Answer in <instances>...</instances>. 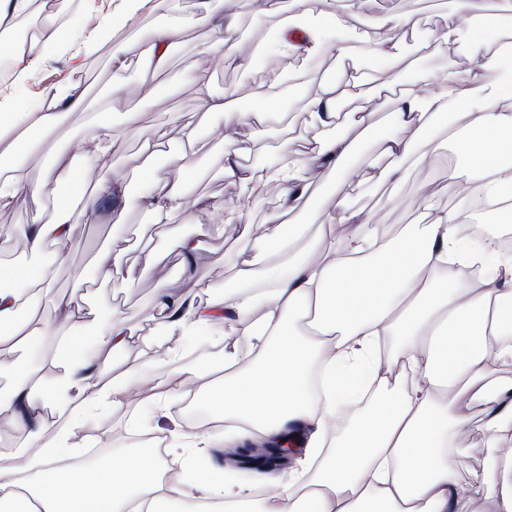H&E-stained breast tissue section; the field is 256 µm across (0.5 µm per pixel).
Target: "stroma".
Here are the masks:
<instances>
[{
	"label": "stroma",
	"mask_w": 512,
	"mask_h": 512,
	"mask_svg": "<svg viewBox=\"0 0 512 512\" xmlns=\"http://www.w3.org/2000/svg\"><path fill=\"white\" fill-rule=\"evenodd\" d=\"M411 12L418 21L422 35L447 21L449 13L457 8V0H365L355 25L360 33L351 43L350 61L362 63L370 46V36L378 40L399 42V60L382 71H368L369 87L380 88L387 81L418 82L423 92L433 88V77L447 70L465 72L481 56L483 48L464 41L448 52L421 56L414 51L413 40H400L399 31L388 21L395 7ZM265 0H224L225 14L237 21V37L242 55L255 53L257 45L266 43L272 24L265 12ZM176 14L187 20V25L171 52L168 67L156 74L154 92L140 87V60L149 49L150 32L162 25L167 16ZM200 0H165L159 7H140L130 12L128 0H78L75 10L66 19L72 31L73 50L46 57L30 67L24 82L15 76L0 79V101L17 100L31 103L41 100L48 89L57 86H82L86 89V107L67 113L53 137L45 141L24 160V168L31 181H41L51 154L62 153L93 168L96 176L122 181L128 188L129 207H102L100 210L77 215V226L67 247L68 260L57 275V295L81 304L87 312L88 326L114 315L122 319L133 334L132 343L117 353L101 352L99 371L103 378L120 373L137 378L136 399L133 403L107 413L105 419L93 422L89 437L108 434L112 449L121 452L131 441H142L152 436L160 441V473L163 478L180 476L176 459L174 437L188 429L191 418L178 395H170L167 406L159 413L146 412L145 405L165 390L171 373L169 366H157V349L148 340V334L159 318L157 294L170 288L179 292H193L198 301L208 302L223 298L229 286L232 267L243 258L242 233L258 237L265 233L270 222L282 211V200L274 186H266L263 196L245 210L241 223L228 224L224 213L236 208L240 187L225 177L221 158L241 145L262 144L263 161L280 155L281 146L299 155L309 154L315 147L311 135H293L294 114L300 111L312 84L298 86L294 92L279 98L276 106L262 123L237 127L233 141H225V125L221 116L207 112L196 94L197 79H205L214 95H223L225 89L235 93V107L245 108L259 97L255 84L258 70L270 72L283 67V59L270 52L263 65L233 67L223 59L205 58L199 46L213 40L212 27L201 18ZM110 23L105 40L97 41L92 53H84L86 42L93 40L97 26ZM95 40V39H94ZM128 47L121 63H114L112 55L120 47ZM80 53V61H72V53ZM122 82L123 94L113 100L112 113L137 115L135 131L118 136L112 144V153L106 167H99L86 146V132L98 119L101 102L108 98L114 82ZM180 113L191 118L198 134L205 142L204 149L185 151L182 159L184 171L190 178L186 185V212L178 224L154 223L151 215L142 209L138 200L149 189L141 177L145 157L141 144L146 134L169 114ZM450 143L436 139L428 146V165L401 184L383 183L367 188L351 178L340 187L354 209L372 215L384 227L385 240H392L408 225L422 221V201L442 207H456L457 198L448 191V171L445 159ZM177 236H186L199 244L192 274L180 276L183 256L172 244ZM154 248L157 263L144 268L140 251L143 246ZM120 248L121 259L132 287L106 279L97 271L95 255L99 250Z\"/></svg>",
	"instance_id": "stroma-1"
}]
</instances>
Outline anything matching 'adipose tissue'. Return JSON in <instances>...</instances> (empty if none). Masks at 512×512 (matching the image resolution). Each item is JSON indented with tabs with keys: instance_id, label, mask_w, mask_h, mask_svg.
I'll list each match as a JSON object with an SVG mask.
<instances>
[{
	"instance_id": "adipose-tissue-1",
	"label": "adipose tissue",
	"mask_w": 512,
	"mask_h": 512,
	"mask_svg": "<svg viewBox=\"0 0 512 512\" xmlns=\"http://www.w3.org/2000/svg\"><path fill=\"white\" fill-rule=\"evenodd\" d=\"M363 2L266 0L267 13L281 18L273 44L307 57L330 52L345 59L347 44L357 35L348 20L359 16ZM210 3L201 0L200 6L221 37L202 45L200 54L220 53L225 64L247 65L237 50L235 20L214 14ZM461 8L482 16L472 39L486 59L464 75L448 72L427 94L413 82L401 87L382 139L386 165L359 163L374 127L373 111L364 108L345 118L339 112L343 99L368 95L359 72L339 80L319 78L304 102V123L317 131V147L286 159L275 183L288 212L299 209L313 218L324 199H333L348 226L342 240L304 245L303 225L276 221L252 244L277 258L276 266L235 264L229 293L206 303L190 293L160 295L161 319L150 336L163 359L177 365L173 391L186 394L192 374L210 379L213 387L201 401L224 417L222 434H180L184 477L177 481L160 476L151 443L80 469L64 464L81 455L86 430L98 415L128 401L130 377L99 383L97 352L122 349L131 336L110 318L83 338L84 309L64 297L56 302L54 325H47L38 302L26 293L32 288L53 293L56 271L67 261L63 247L75 211L128 197L116 181L85 194L92 173L72 157L53 160L39 183L24 171L35 136L57 129L58 106L82 110L84 91L53 90L34 109L0 106V152L12 159L0 179V207L19 198L40 199L51 182L66 189L51 199L47 219L0 232V252L17 238L34 255L49 242L58 248L54 262L18 264L0 273V347L42 349L48 338L56 340L54 356L42 357L37 366L14 363L8 386L0 389V445L16 432L37 446L33 453L23 446L0 452V512H180L188 497L196 512H463L459 438L472 423L487 448L475 477L477 491L488 512H512V448L502 444L504 433L512 431V379L497 376L512 366V289L493 277L463 284L442 273L452 257L486 259L512 270V254L466 251L458 212L447 208H428L424 223L385 242L372 218L336 193L353 175L364 184L405 180L427 160L431 133L456 125L461 132L454 138L449 190L486 195L501 204L502 221L512 222V38L503 29L512 20V0H502L494 14L485 13L482 0H462ZM181 34L176 20L151 31L142 88H150ZM490 70L496 80H488ZM197 94L208 112L224 116L230 126L257 121L276 99L270 91L251 109L237 112L205 82H198ZM342 120L348 129L336 132ZM199 144L195 125L179 115L156 125L143 142V176L151 185L145 207L155 223L182 217L187 178L182 152ZM216 322L224 324L229 338L223 372L210 364L190 371L178 366L179 352L168 346V337L176 333L190 341L207 335ZM236 336L254 340L251 359L242 358L232 342ZM396 366L409 373L411 383L390 397L383 391L385 371ZM63 393L67 423L53 433L47 414ZM253 440H287L298 444L303 456L289 472L261 469L245 479L196 467L204 449L237 448Z\"/></svg>"
}]
</instances>
